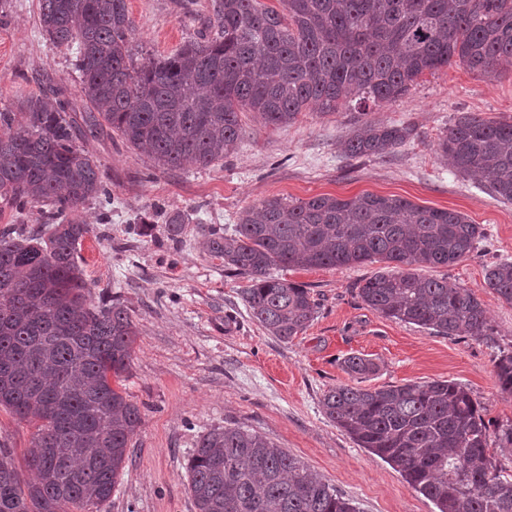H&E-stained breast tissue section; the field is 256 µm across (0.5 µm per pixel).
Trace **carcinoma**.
<instances>
[{
  "label": "carcinoma",
  "mask_w": 512,
  "mask_h": 512,
  "mask_svg": "<svg viewBox=\"0 0 512 512\" xmlns=\"http://www.w3.org/2000/svg\"><path fill=\"white\" fill-rule=\"evenodd\" d=\"M215 0L212 38L174 54L138 58L126 0H39L55 44L76 47L86 94L79 108L49 83L20 112L0 111V203L37 208L48 235L0 232V407L36 424L21 482L0 447V512H100L124 469L142 418L112 387L129 367L138 328L122 304L95 302L77 261L92 232L71 214L89 201L112 205L98 166L79 148L104 129L162 170L207 168L235 152L239 114L286 126L316 106L374 105L404 96L426 71L453 64L492 74L512 60V0ZM408 125L367 124L344 142L350 158L383 157L413 135ZM437 153L461 176L491 175L512 201V122L462 113ZM224 269L248 278L243 300L271 335L288 341L315 319L309 289L272 276L278 266L392 265L356 286L382 316L441 336H486V306L448 278L418 267L453 265L484 237L460 212L370 193L267 199L245 210L233 233L206 232ZM486 284L512 304V262L492 264ZM348 371L373 363L354 355ZM512 397V351L494 360ZM322 409L361 448L398 469L438 512H512V474L488 453L512 447V423L490 432L469 392L452 381L376 389L328 388ZM196 512H357L307 465L240 426L200 437L188 462Z\"/></svg>",
  "instance_id": "1"
}]
</instances>
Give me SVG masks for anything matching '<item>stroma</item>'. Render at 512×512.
I'll use <instances>...</instances> for the list:
<instances>
[{"instance_id": "35a3bbf8", "label": "stroma", "mask_w": 512, "mask_h": 512, "mask_svg": "<svg viewBox=\"0 0 512 512\" xmlns=\"http://www.w3.org/2000/svg\"><path fill=\"white\" fill-rule=\"evenodd\" d=\"M133 47L154 58L175 53L208 32L213 0H127ZM49 81L73 101L85 98L75 54L53 44L38 22V0H8L0 13V110L17 109ZM462 112L512 122V64L486 75L460 63L424 72L402 98L335 112L312 108L284 127L240 115L237 152L205 169H158L121 139H80L112 188V215L93 202L73 218L91 225L78 263L93 298L120 299L139 336L129 368L113 386L141 411L142 422L112 497L101 512H196L188 491L189 459L200 436L239 425L303 461L359 512H437L389 463L360 448L322 411L324 391L339 384L379 388L449 380L463 386L492 424L512 421L493 360L512 351V304L486 285L488 266L512 261V203L484 180L456 174L436 144ZM412 124L415 134L384 158H350L342 143L363 123ZM397 196L458 211L482 225L484 239L467 259L422 268L448 277L486 306L488 336H441L381 316L356 296L381 263L347 268L277 267L274 276L304 285L320 302L306 331L284 342L255 321L242 297L246 277L211 254L201 227L232 232L242 212L264 199L291 203L319 195ZM189 218L178 237L164 222ZM359 355L375 368L346 371ZM34 428L0 407V444L11 448L21 480L32 477L24 456Z\"/></svg>"}]
</instances>
